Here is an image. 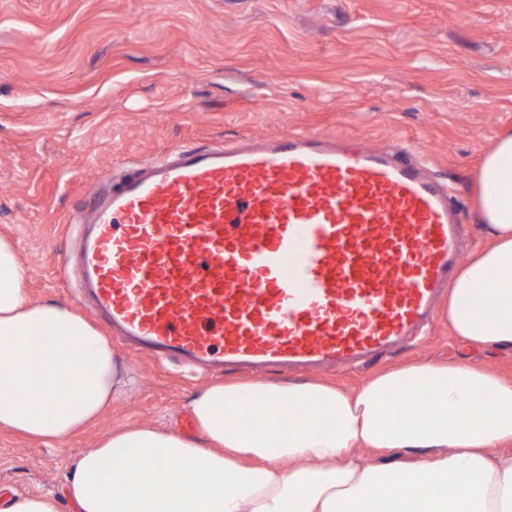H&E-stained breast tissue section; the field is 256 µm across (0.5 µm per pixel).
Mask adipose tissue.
Returning <instances> with one entry per match:
<instances>
[{
    "label": "adipose tissue",
    "instance_id": "adipose-tissue-1",
    "mask_svg": "<svg viewBox=\"0 0 512 512\" xmlns=\"http://www.w3.org/2000/svg\"><path fill=\"white\" fill-rule=\"evenodd\" d=\"M487 245L448 290L459 342L512 352V128L477 178ZM13 241L0 237V428L50 446L96 422L130 384L83 316L36 303ZM193 438L152 424L81 454L73 512H512V377L424 361L351 391L319 381L215 382L196 392ZM364 448L402 451L367 463ZM60 497V498H63ZM15 494L0 512H59Z\"/></svg>",
    "mask_w": 512,
    "mask_h": 512
}]
</instances>
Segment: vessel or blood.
I'll return each instance as SVG.
<instances>
[{
  "mask_svg": "<svg viewBox=\"0 0 512 512\" xmlns=\"http://www.w3.org/2000/svg\"><path fill=\"white\" fill-rule=\"evenodd\" d=\"M70 228L95 308L195 368L370 363L423 339L460 256L420 155L327 135L173 148Z\"/></svg>",
  "mask_w": 512,
  "mask_h": 512,
  "instance_id": "vessel-or-blood-1",
  "label": "vessel or blood"
}]
</instances>
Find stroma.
<instances>
[{
    "label": "stroma",
    "instance_id": "obj_1",
    "mask_svg": "<svg viewBox=\"0 0 512 512\" xmlns=\"http://www.w3.org/2000/svg\"><path fill=\"white\" fill-rule=\"evenodd\" d=\"M512 127V0H0V236L35 302L75 307L62 269L71 216L100 188L176 146L330 134L412 146L448 183L463 258L483 248L475 183ZM137 377L95 426L52 448L0 430V488L61 491L112 429L162 423L191 436L189 402L224 380L343 388L402 363L512 373V356L458 342L443 315L376 366L196 371L114 342Z\"/></svg>",
    "mask_w": 512,
    "mask_h": 512
}]
</instances>
